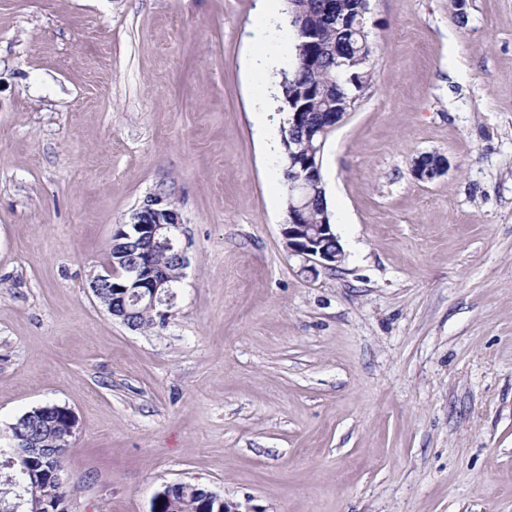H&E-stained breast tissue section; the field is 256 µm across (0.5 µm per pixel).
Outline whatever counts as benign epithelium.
<instances>
[{
    "instance_id": "obj_1",
    "label": "benign epithelium",
    "mask_w": 512,
    "mask_h": 512,
    "mask_svg": "<svg viewBox=\"0 0 512 512\" xmlns=\"http://www.w3.org/2000/svg\"><path fill=\"white\" fill-rule=\"evenodd\" d=\"M319 165L320 158L314 151L305 153L295 139L288 138L285 168L288 170L286 183L292 204L289 205L283 236L287 249L302 256L308 262L307 271L312 274L320 270H333L344 258L341 244H336V248L332 250L326 247L328 240L337 239L331 230V224H300L296 221L299 212L304 208V200L310 193L317 192L319 182L316 180V172ZM411 171L416 180L431 182L447 173L448 162L436 152L424 153L413 160ZM178 224L180 216L171 201L161 195L147 198L133 211L127 228L118 229L113 236L115 242L120 238L137 242L139 248L132 259H117L113 253H108L102 270L90 282L92 293L107 312L132 329L136 325L122 317V311L115 308L109 289L113 288L114 280L122 277L135 288L129 294L132 303H141L156 311L157 316L168 317V305L174 300L172 288L177 277L158 263L157 257L171 252L178 266H185V257L177 249L173 235V229Z\"/></svg>"
}]
</instances>
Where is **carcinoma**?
I'll return each mask as SVG.
<instances>
[{
	"label": "carcinoma",
	"instance_id": "obj_1",
	"mask_svg": "<svg viewBox=\"0 0 512 512\" xmlns=\"http://www.w3.org/2000/svg\"><path fill=\"white\" fill-rule=\"evenodd\" d=\"M302 20L291 26L294 33V66L283 73L280 88L290 112L304 113V121L291 136L300 147L315 148L327 140L328 112H348L357 87L371 82L372 67L361 61L371 46L368 29L357 24L362 0H337L339 12L331 13L325 0H298ZM327 211L325 191L312 194L306 204L307 223L319 224ZM67 416L59 411L46 417L23 415L9 427L0 446V469H12V445L30 440L54 450V442L67 434ZM30 469L39 474L37 495L49 508L61 504L68 489L53 473L47 458L32 460ZM158 512H203L202 497L194 485L171 490L158 504Z\"/></svg>",
	"mask_w": 512,
	"mask_h": 512
}]
</instances>
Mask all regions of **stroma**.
Instances as JSON below:
<instances>
[{
	"mask_svg": "<svg viewBox=\"0 0 512 512\" xmlns=\"http://www.w3.org/2000/svg\"><path fill=\"white\" fill-rule=\"evenodd\" d=\"M256 5L0 0V436L72 411L67 512L177 482L236 512H512V0L463 27L370 0L372 82L322 162L345 258L315 275L282 235L292 37ZM155 194L186 264L134 330L89 283ZM411 171L416 180L431 182L447 173L448 162L445 157L436 152L424 153L413 160Z\"/></svg>",
	"mask_w": 512,
	"mask_h": 512,
	"instance_id": "1",
	"label": "stroma"
}]
</instances>
